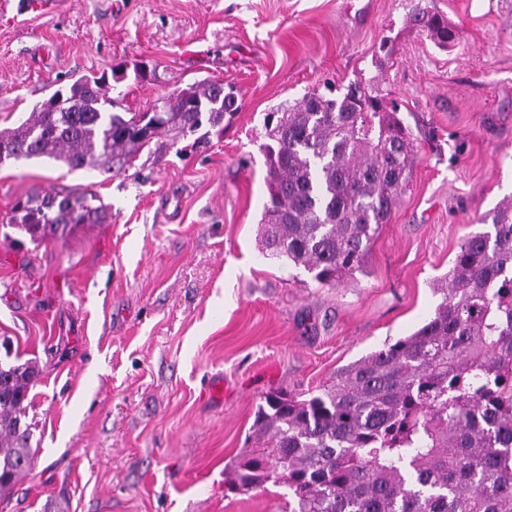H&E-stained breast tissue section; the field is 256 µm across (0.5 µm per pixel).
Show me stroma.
Instances as JSON below:
<instances>
[{
	"mask_svg": "<svg viewBox=\"0 0 512 512\" xmlns=\"http://www.w3.org/2000/svg\"><path fill=\"white\" fill-rule=\"evenodd\" d=\"M419 6L447 18L452 46L409 25ZM121 62L116 111L206 78L241 109L153 138L117 176L0 166V217L21 196L86 186L107 209L48 242L0 238V336L40 369L32 467L0 512H283L284 486L224 483L257 404L323 388L414 332L461 240L512 196V0H61L0 14V130ZM353 83L397 104L417 162L366 273L327 288L262 253L264 118Z\"/></svg>",
	"mask_w": 512,
	"mask_h": 512,
	"instance_id": "stroma-1",
	"label": "stroma"
}]
</instances>
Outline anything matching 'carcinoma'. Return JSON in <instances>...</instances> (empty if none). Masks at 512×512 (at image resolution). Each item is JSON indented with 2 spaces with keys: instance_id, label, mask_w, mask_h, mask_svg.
Instances as JSON below:
<instances>
[{
  "instance_id": "cac0c4a2",
  "label": "carcinoma",
  "mask_w": 512,
  "mask_h": 512,
  "mask_svg": "<svg viewBox=\"0 0 512 512\" xmlns=\"http://www.w3.org/2000/svg\"><path fill=\"white\" fill-rule=\"evenodd\" d=\"M408 23L446 47L454 30L419 9ZM103 77L56 91L20 126L0 130V165L49 158L71 170L118 173L151 138L220 124L240 109L224 82L201 80L154 100L153 111H109ZM265 255L334 288L366 272L381 225L406 192L415 137L382 99L354 86L280 105L266 124ZM96 192L19 198L6 225L49 241L71 224H95ZM488 231L468 234L434 283L441 302L411 335L336 371L321 393L267 394L255 447L226 481L235 490L284 484L288 512H512V197ZM0 492L31 466L27 421L35 362L10 361L0 342Z\"/></svg>"
}]
</instances>
